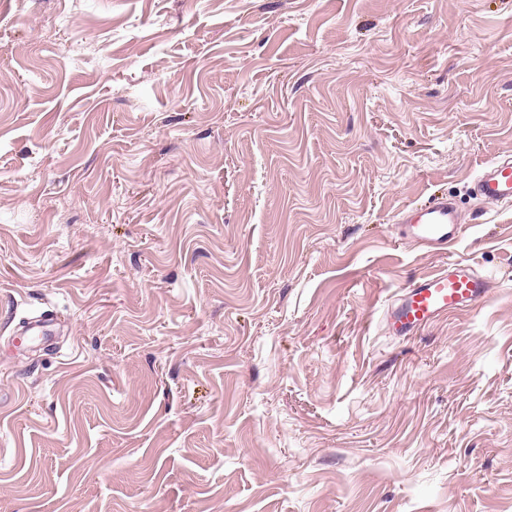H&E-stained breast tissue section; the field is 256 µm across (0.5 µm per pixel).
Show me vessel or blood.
<instances>
[{
	"mask_svg": "<svg viewBox=\"0 0 512 512\" xmlns=\"http://www.w3.org/2000/svg\"><path fill=\"white\" fill-rule=\"evenodd\" d=\"M474 190L494 205L512 204V163H490L478 176ZM402 239L447 250L461 231L457 206L447 195H435L424 204L401 212ZM491 291L487 278L478 275L467 263L449 262L446 269L423 277L411 284L391 303L384 313L386 326L398 336L413 334L439 317L475 307ZM54 314L42 311L19 323L16 336L36 340L50 336Z\"/></svg>",
	"mask_w": 512,
	"mask_h": 512,
	"instance_id": "obj_1",
	"label": "vessel or blood"
}]
</instances>
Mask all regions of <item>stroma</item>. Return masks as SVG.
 Masks as SVG:
<instances>
[{
    "label": "stroma",
    "instance_id": "35a3bbf8",
    "mask_svg": "<svg viewBox=\"0 0 512 512\" xmlns=\"http://www.w3.org/2000/svg\"><path fill=\"white\" fill-rule=\"evenodd\" d=\"M505 159L512 0H0V512H512ZM474 190L486 202L494 205L512 204V163L492 162L477 177ZM400 237L438 251H447L461 231V217L448 195H433L427 202L406 209L398 220ZM487 278L462 261L411 284L384 313L386 326L396 336H408L441 316L469 310L491 292ZM56 316L48 313V311H41L26 321L19 323L13 333V342L19 344L20 336L28 341L37 340L39 338H46L52 333V325Z\"/></svg>",
    "mask_w": 512,
    "mask_h": 512
}]
</instances>
